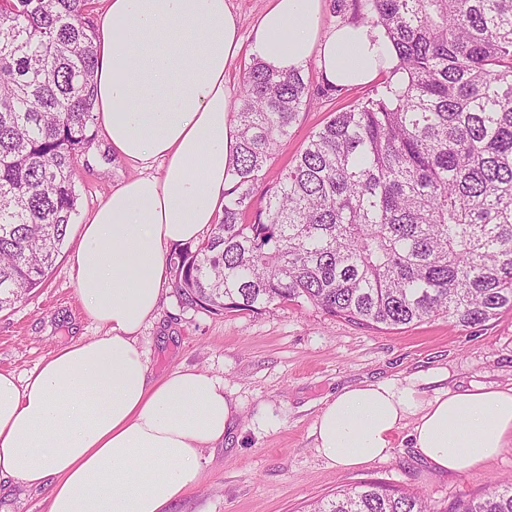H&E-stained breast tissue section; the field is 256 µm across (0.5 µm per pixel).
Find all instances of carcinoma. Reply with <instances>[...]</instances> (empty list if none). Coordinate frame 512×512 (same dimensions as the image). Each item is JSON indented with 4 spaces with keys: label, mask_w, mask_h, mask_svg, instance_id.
<instances>
[{
    "label": "carcinoma",
    "mask_w": 512,
    "mask_h": 512,
    "mask_svg": "<svg viewBox=\"0 0 512 512\" xmlns=\"http://www.w3.org/2000/svg\"><path fill=\"white\" fill-rule=\"evenodd\" d=\"M398 65L333 113L274 182L316 104L303 70L244 63L224 214L169 265L180 303L213 314L288 302L370 329L512 310V0H352ZM92 0H0V309L45 280L77 215L97 135ZM311 512H444L368 482ZM450 512H512V486Z\"/></svg>",
    "instance_id": "1"
}]
</instances>
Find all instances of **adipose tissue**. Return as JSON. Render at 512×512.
I'll use <instances>...</instances> for the list:
<instances>
[{
    "label": "adipose tissue",
    "instance_id": "ef3b65f1",
    "mask_svg": "<svg viewBox=\"0 0 512 512\" xmlns=\"http://www.w3.org/2000/svg\"><path fill=\"white\" fill-rule=\"evenodd\" d=\"M96 115L113 154L143 167L93 211L69 258L102 335L62 346L25 377L0 372V477L49 486L48 512H171L201 480L238 403L219 377L179 368L153 379L139 341L169 278L168 247L198 241L224 211L238 145L224 73L239 54L228 0H103ZM323 0H270L253 52L284 70L316 59L334 86L393 70L387 38L358 21L323 28ZM161 162V175L147 174ZM411 425L437 473L461 474L512 447V388L478 384L426 399L414 384L340 389L312 428L346 470L381 462Z\"/></svg>",
    "mask_w": 512,
    "mask_h": 512
}]
</instances>
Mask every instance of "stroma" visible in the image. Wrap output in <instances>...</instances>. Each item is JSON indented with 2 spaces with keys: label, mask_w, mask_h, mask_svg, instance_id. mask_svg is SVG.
Instances as JSON below:
<instances>
[{
  "label": "stroma",
  "mask_w": 512,
  "mask_h": 512,
  "mask_svg": "<svg viewBox=\"0 0 512 512\" xmlns=\"http://www.w3.org/2000/svg\"><path fill=\"white\" fill-rule=\"evenodd\" d=\"M230 5L244 44L226 76L236 91L268 0H230ZM370 91L367 85L348 87L302 112L268 167L267 180L286 171L331 113L348 109ZM136 173L113 159L101 137L81 156L78 213L62 252L40 288L0 311V371L25 376L58 346L100 335L98 325L82 313L69 256L88 216ZM140 341L154 376L180 367L205 370L223 379L240 404L230 444L204 450L201 484L179 498L175 512H308L316 500L366 482L414 491L444 507L512 479V447L467 473L440 474L409 448L403 428L395 434L388 460L342 470L319 459L312 435L319 411L349 383L408 380L426 398L476 384L512 386V311L480 327L440 318L377 331L306 303L263 314H212L184 307L167 285L157 317L143 327ZM48 497V487L28 488L0 478V512H48Z\"/></svg>",
  "instance_id": "obj_1"
}]
</instances>
